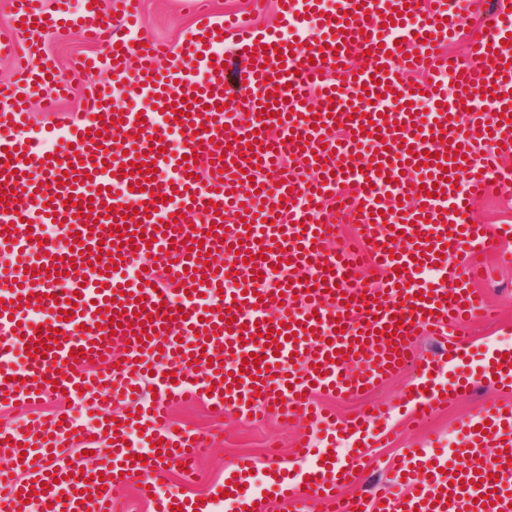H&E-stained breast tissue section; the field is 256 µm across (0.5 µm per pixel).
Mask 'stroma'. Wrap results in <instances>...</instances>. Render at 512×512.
I'll list each match as a JSON object with an SVG mask.
<instances>
[{
    "label": "stroma",
    "instance_id": "1",
    "mask_svg": "<svg viewBox=\"0 0 512 512\" xmlns=\"http://www.w3.org/2000/svg\"><path fill=\"white\" fill-rule=\"evenodd\" d=\"M194 24V18L183 10L182 0H143V36L174 44ZM44 44V56L26 57L29 68H40L46 56L64 68L73 56L92 55L100 50L99 45L86 42L74 32L45 35ZM481 288L495 309V318L474 321L460 328V335L467 341V354L452 372L445 374V381H454L459 375H477L487 349L512 343V268H494ZM415 377L414 369L408 368L360 396H323V403L336 413L339 424L356 409L370 404L379 405L385 412L382 422L387 426L388 438L383 442L369 437L359 440L342 435L339 424L327 428L316 423L309 428L314 447L322 448L327 441H334L341 462L356 468L357 474L350 487L352 493H374L383 476V463L398 460L405 448L421 446L431 440L439 441L447 448L460 447L459 429L463 422L484 407L512 399V389L480 382L467 396H450L422 429L411 430L406 426L405 415L410 407ZM58 407V401L51 395L28 407L0 406V430L24 431L31 419H50ZM172 423L198 433L212 432L216 435L215 447L202 458L200 469L192 479L182 480L176 472L170 476L172 484L181 486L192 497H216L224 483L228 465L241 455L255 460V475L261 479L266 476L267 451L271 448L278 449L282 466L290 472H298L302 466L301 461L293 457V445L299 438L298 425L294 422L286 423L273 416L263 421H252L232 412L217 419L205 404L195 403L177 406Z\"/></svg>",
    "mask_w": 512,
    "mask_h": 512
}]
</instances>
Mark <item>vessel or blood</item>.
<instances>
[{
    "instance_id": "1",
    "label": "vessel or blood",
    "mask_w": 512,
    "mask_h": 512,
    "mask_svg": "<svg viewBox=\"0 0 512 512\" xmlns=\"http://www.w3.org/2000/svg\"><path fill=\"white\" fill-rule=\"evenodd\" d=\"M118 25L105 23L99 5L73 10L70 0H11L12 35L0 55L16 52L14 37L45 28L75 31L104 45L102 54L21 72L0 84V400L36 401L52 389L79 402L106 404L152 378L157 398L139 413L110 417L112 458L102 478L83 474L61 439L71 419L32 422L36 442L0 433L12 463L0 470V512H22L37 498L44 512H82L80 491L94 512H114L111 489L130 474L142 500L185 504L170 485L172 470L194 472L209 442L173 430L171 406L206 400L216 412L276 413L313 424L330 422L315 392L357 395L393 377L414 360V339L448 340L447 356L424 361L412 420L442 404L439 376L465 348L456 326L490 310L472 283L477 257L497 239L469 221L472 201L492 189L512 193V177H497L477 146L512 156V0H490L488 25L469 41L468 63L451 62L447 45L461 31L469 0H277L278 28H259L238 15L198 26L177 45L141 44V0H117ZM312 22L314 32L297 28ZM232 43L242 66L238 92L223 73V46ZM170 59L160 69L159 59ZM454 69L456 87L439 76ZM92 71L111 81L86 96L73 115L58 103L72 82ZM248 113L239 116L236 95ZM40 97L52 116L33 126L27 100ZM431 103L415 127L412 104ZM348 136L337 140L336 131ZM384 139L377 147L376 139ZM180 148H173V141ZM461 155L446 157V148ZM293 159L292 171L281 168ZM153 162L152 178L134 164ZM208 164L206 182L196 181ZM353 187L342 209L363 253H332L335 227L322 223L324 195ZM233 222L225 236L213 229ZM63 233L46 239L44 227ZM144 228L137 245H118V227ZM110 261L98 263L102 253ZM235 255L234 263L217 254ZM287 261L286 284L270 288L265 272ZM370 262L382 287L359 277ZM172 288L154 289L157 271ZM434 272L424 286L422 275ZM235 287H226V280ZM50 322L47 331L40 321ZM118 328H111V321ZM145 331L135 341L137 331ZM50 339L45 356L13 369L17 343ZM127 343L120 359L114 340ZM81 352L70 360V351ZM263 356L266 371L246 364ZM355 371H347V363ZM481 377L512 380V356L489 354ZM154 425L152 447L140 448L136 427ZM467 448L405 449L379 496L349 495L351 477L336 451L319 449L320 463L277 483L289 512H506L512 505V403L484 408L464 426ZM47 457L30 472L31 457Z\"/></svg>"
}]
</instances>
